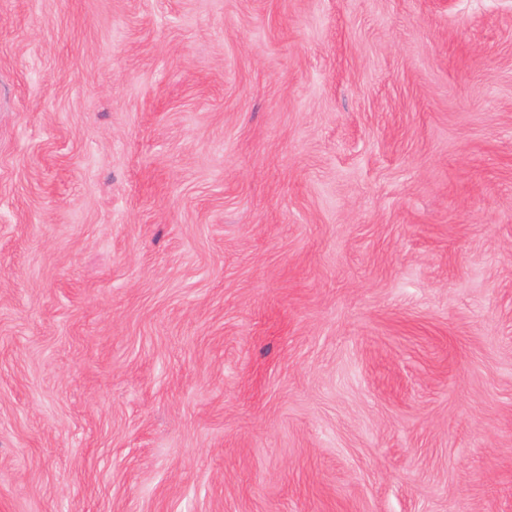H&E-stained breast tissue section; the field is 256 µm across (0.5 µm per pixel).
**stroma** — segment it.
I'll return each instance as SVG.
<instances>
[{"instance_id": "stroma-1", "label": "stroma", "mask_w": 512, "mask_h": 512, "mask_svg": "<svg viewBox=\"0 0 512 512\" xmlns=\"http://www.w3.org/2000/svg\"><path fill=\"white\" fill-rule=\"evenodd\" d=\"M0 512H512V0H0Z\"/></svg>"}]
</instances>
